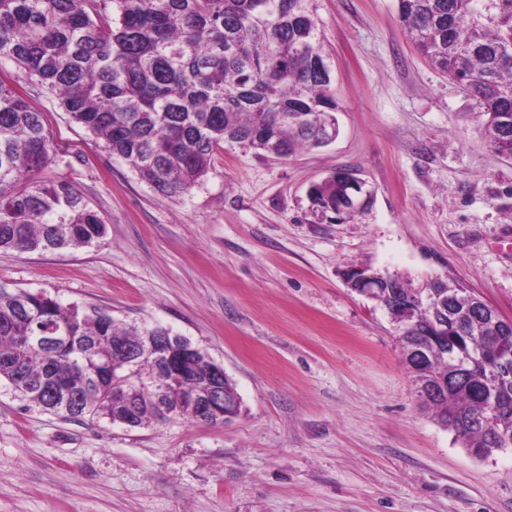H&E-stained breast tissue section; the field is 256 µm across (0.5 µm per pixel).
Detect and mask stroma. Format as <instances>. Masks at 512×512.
Segmentation results:
<instances>
[{
  "mask_svg": "<svg viewBox=\"0 0 512 512\" xmlns=\"http://www.w3.org/2000/svg\"><path fill=\"white\" fill-rule=\"evenodd\" d=\"M339 135L280 160L217 151L204 181L167 198L112 157L15 64L108 224L100 245L0 251V284L161 325L232 379L242 411L129 429L66 419L0 384V512H512V449L480 460L421 402L397 332L343 273L471 288L512 322V157L476 101L415 51L396 0H312ZM348 168L374 187L344 223L310 211L312 184Z\"/></svg>",
  "mask_w": 512,
  "mask_h": 512,
  "instance_id": "35a3bbf8",
  "label": "stroma"
}]
</instances>
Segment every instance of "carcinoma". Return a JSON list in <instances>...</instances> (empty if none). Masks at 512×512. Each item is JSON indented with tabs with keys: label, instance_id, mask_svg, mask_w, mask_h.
<instances>
[{
	"label": "carcinoma",
	"instance_id": "obj_1",
	"mask_svg": "<svg viewBox=\"0 0 512 512\" xmlns=\"http://www.w3.org/2000/svg\"><path fill=\"white\" fill-rule=\"evenodd\" d=\"M310 0H0V59L54 96L72 121L179 198L235 145L286 159L326 144L336 120L331 73ZM397 21L419 54L477 100L490 147L512 157V0H397ZM288 112V123L280 115ZM44 113L0 81V250L54 252L99 245L106 222L68 181L37 174L55 162ZM339 168L309 191L312 211L336 220L351 192ZM462 332L420 337L429 380L474 360L465 380L427 403L476 458L512 448V330L496 333L448 308ZM161 325H121L96 306L0 285V382L70 419L159 420L154 364L119 361L120 342L168 336ZM30 336H51L47 348ZM133 390L112 403V385Z\"/></svg>",
	"mask_w": 512,
	"mask_h": 512
}]
</instances>
